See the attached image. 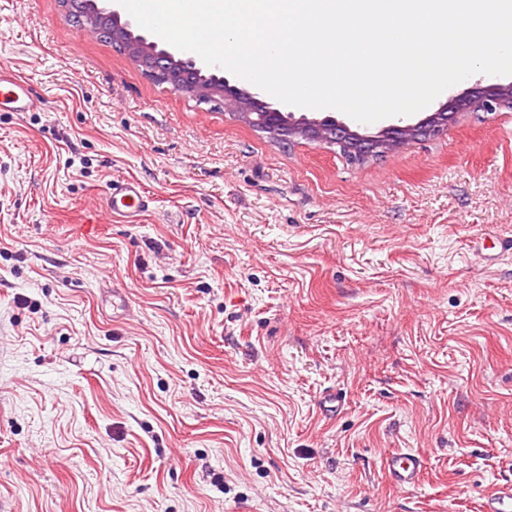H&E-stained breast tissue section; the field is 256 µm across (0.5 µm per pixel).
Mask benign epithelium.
Masks as SVG:
<instances>
[{
  "instance_id": "7a95c632",
  "label": "benign epithelium",
  "mask_w": 512,
  "mask_h": 512,
  "mask_svg": "<svg viewBox=\"0 0 512 512\" xmlns=\"http://www.w3.org/2000/svg\"><path fill=\"white\" fill-rule=\"evenodd\" d=\"M86 5L92 18L112 23L114 31L127 37L126 52L147 77L166 81L173 91L199 104H211L218 96L233 94L241 98L248 109L260 112L273 125V131L269 133L273 141L303 139L329 148L336 147L355 162L396 151L419 138L438 137L460 112L489 113L512 109L511 82L477 83L451 97L437 111L416 123L390 124L373 135L362 134L331 116L318 119L302 115L297 118L282 104L267 101L258 89H246L231 83L223 76V69L205 65L185 51L173 53L135 33L131 21L122 19L119 11L101 7L97 0H88Z\"/></svg>"
}]
</instances>
